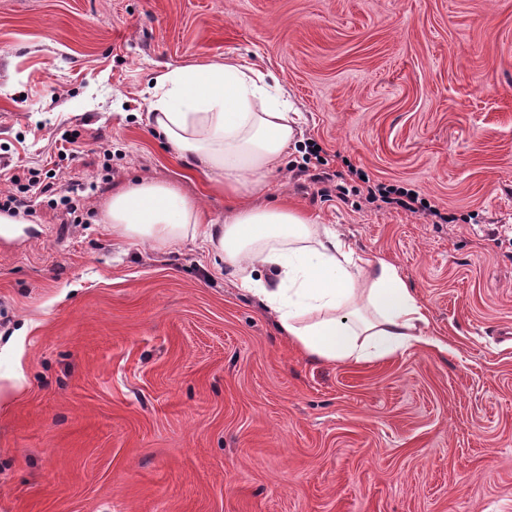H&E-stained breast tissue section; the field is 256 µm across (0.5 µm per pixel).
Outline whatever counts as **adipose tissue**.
Segmentation results:
<instances>
[{"instance_id":"adipose-tissue-1","label":"adipose tissue","mask_w":512,"mask_h":512,"mask_svg":"<svg viewBox=\"0 0 512 512\" xmlns=\"http://www.w3.org/2000/svg\"><path fill=\"white\" fill-rule=\"evenodd\" d=\"M188 169L220 175L234 206L208 223L195 199L163 181L113 191L104 218L113 234L161 248L201 239L217 269L229 271L309 357L346 365L414 346H448L426 333V309L398 268L357 255L342 235L284 205L241 204L267 189L300 131L269 74L236 59L181 66L158 77L146 115ZM273 276L260 280L257 269Z\"/></svg>"}]
</instances>
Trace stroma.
I'll return each instance as SVG.
<instances>
[{"mask_svg": "<svg viewBox=\"0 0 512 512\" xmlns=\"http://www.w3.org/2000/svg\"><path fill=\"white\" fill-rule=\"evenodd\" d=\"M227 57L305 118L245 203L393 263L447 352L311 360L200 240L113 235L139 180L228 215L145 119ZM313 142L455 222L321 197ZM30 168L89 192L0 237V512H512V0H0V193Z\"/></svg>", "mask_w": 512, "mask_h": 512, "instance_id": "obj_1", "label": "stroma"}]
</instances>
